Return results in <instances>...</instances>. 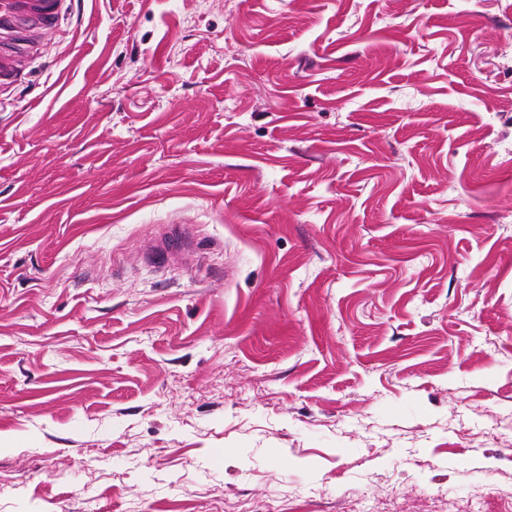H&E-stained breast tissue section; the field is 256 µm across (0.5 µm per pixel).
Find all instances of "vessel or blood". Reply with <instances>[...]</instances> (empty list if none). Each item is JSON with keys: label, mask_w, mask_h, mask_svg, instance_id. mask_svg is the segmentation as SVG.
<instances>
[{"label": "vessel or blood", "mask_w": 512, "mask_h": 512, "mask_svg": "<svg viewBox=\"0 0 512 512\" xmlns=\"http://www.w3.org/2000/svg\"><path fill=\"white\" fill-rule=\"evenodd\" d=\"M67 0H0V88L17 84L37 33L54 30Z\"/></svg>", "instance_id": "vessel-or-blood-1"}]
</instances>
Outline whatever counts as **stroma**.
Instances as JSON below:
<instances>
[{
    "instance_id": "obj_1",
    "label": "stroma",
    "mask_w": 512,
    "mask_h": 512,
    "mask_svg": "<svg viewBox=\"0 0 512 512\" xmlns=\"http://www.w3.org/2000/svg\"><path fill=\"white\" fill-rule=\"evenodd\" d=\"M68 6L0 99V512L512 503V0Z\"/></svg>"
}]
</instances>
